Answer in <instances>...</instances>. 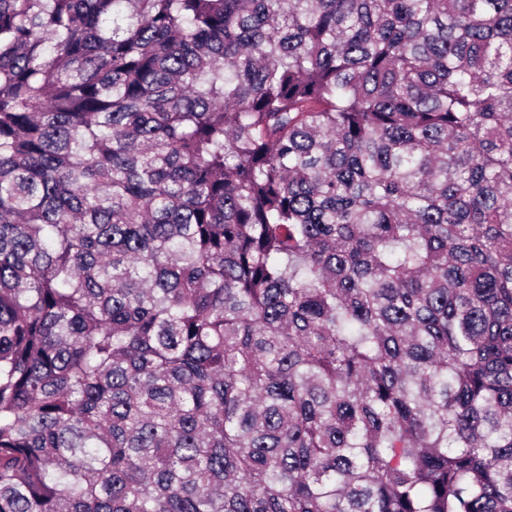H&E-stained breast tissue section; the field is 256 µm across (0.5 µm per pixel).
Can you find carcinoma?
I'll return each instance as SVG.
<instances>
[{
  "instance_id": "carcinoma-1",
  "label": "carcinoma",
  "mask_w": 512,
  "mask_h": 512,
  "mask_svg": "<svg viewBox=\"0 0 512 512\" xmlns=\"http://www.w3.org/2000/svg\"><path fill=\"white\" fill-rule=\"evenodd\" d=\"M0 512H512V0H0Z\"/></svg>"
}]
</instances>
